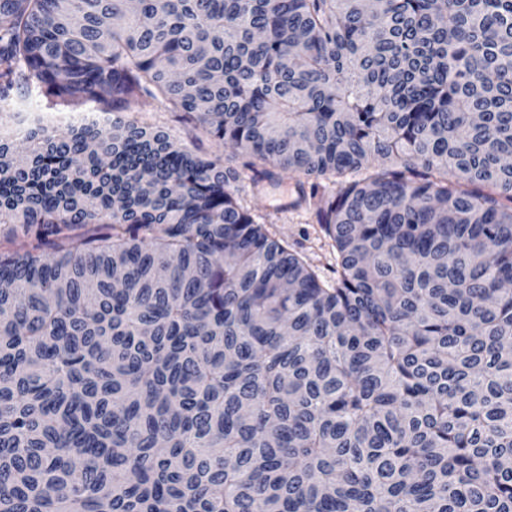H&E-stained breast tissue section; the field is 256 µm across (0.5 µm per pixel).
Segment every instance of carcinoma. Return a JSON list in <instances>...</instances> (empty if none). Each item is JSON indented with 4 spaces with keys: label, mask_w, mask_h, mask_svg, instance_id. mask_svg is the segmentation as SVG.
Here are the masks:
<instances>
[{
    "label": "carcinoma",
    "mask_w": 512,
    "mask_h": 512,
    "mask_svg": "<svg viewBox=\"0 0 512 512\" xmlns=\"http://www.w3.org/2000/svg\"><path fill=\"white\" fill-rule=\"evenodd\" d=\"M32 80L100 120L0 138V512H512V0H0ZM124 115L126 119L137 121L141 125L168 131L179 146L201 157L223 155L225 158L233 151L229 145H218L203 136L192 124L180 122L173 114L158 108L156 104L132 107L131 112H124ZM196 136L200 137L201 141H197ZM296 181L295 176L277 170L275 181L272 184L266 183L262 193H253L250 187L245 188L241 194V203L258 223L264 224L271 236L287 241L307 262L329 276V269L335 264L336 256L329 245L330 241L319 224L310 223L307 212L294 211L289 207L296 198Z\"/></svg>",
    "instance_id": "obj_1"
}]
</instances>
